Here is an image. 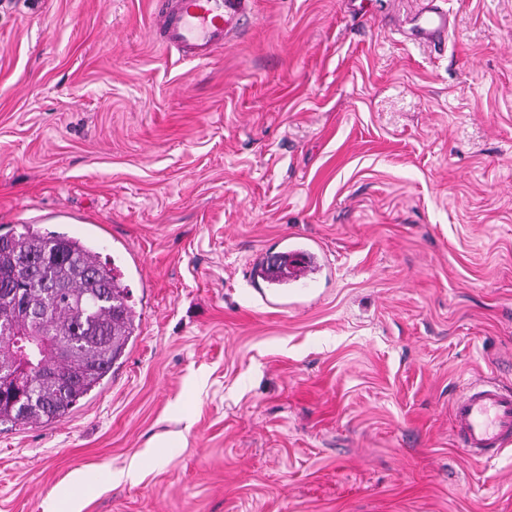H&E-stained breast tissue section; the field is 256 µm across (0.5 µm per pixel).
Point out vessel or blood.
Instances as JSON below:
<instances>
[{"label": "vessel or blood", "mask_w": 512, "mask_h": 512, "mask_svg": "<svg viewBox=\"0 0 512 512\" xmlns=\"http://www.w3.org/2000/svg\"><path fill=\"white\" fill-rule=\"evenodd\" d=\"M252 0H153L161 20L160 40L181 57L205 61L239 30ZM421 34L444 43L448 13L431 6L422 13ZM461 448L474 459H489L512 443V391L495 383L467 387L452 403Z\"/></svg>", "instance_id": "b4317fda"}]
</instances>
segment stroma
<instances>
[{
  "label": "stroma",
  "mask_w": 512,
  "mask_h": 512,
  "mask_svg": "<svg viewBox=\"0 0 512 512\" xmlns=\"http://www.w3.org/2000/svg\"><path fill=\"white\" fill-rule=\"evenodd\" d=\"M59 213L136 331L68 414L0 424V512L82 471L80 512H512V446L450 417L512 390V0H254L208 61L150 0H0V234ZM287 246L319 270L257 287ZM423 25L420 33L429 41L444 44L448 34V12L437 6H430L422 12ZM460 447L474 459H490L512 441V391L493 382L467 387L452 403Z\"/></svg>",
  "instance_id": "stroma-1"
}]
</instances>
